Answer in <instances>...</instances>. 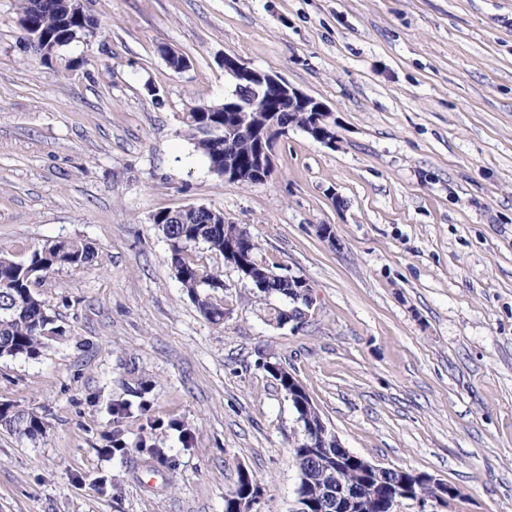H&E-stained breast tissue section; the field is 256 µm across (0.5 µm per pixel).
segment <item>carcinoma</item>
Segmentation results:
<instances>
[{
	"mask_svg": "<svg viewBox=\"0 0 512 512\" xmlns=\"http://www.w3.org/2000/svg\"><path fill=\"white\" fill-rule=\"evenodd\" d=\"M20 25L24 29L48 34L55 38L75 31L83 40L96 35L97 21L86 12L73 9L71 0H22ZM185 134L196 152L208 162L211 174L224 178V104H201L183 115ZM153 224L163 234L168 245L171 266L182 288L193 298L203 315L214 324L224 322V305L212 297V292L224 287L223 274L209 267L193 248L202 244L205 249L224 254V241L239 234L241 225L224 223V212L207 207L185 210L175 215L159 211L153 215ZM241 257L248 263L258 262L259 244L253 236L239 240ZM93 249L75 240H49L41 244L26 261H18L5 248L0 247V303L16 301L24 305L23 312L9 315L0 313V357L37 356L48 336L44 330L48 311L44 301L35 292L53 272L76 268L89 263ZM268 292L256 293L264 301L271 295L288 298V285L278 279L268 281ZM23 424V435L33 438L41 431L38 416L28 410H0V426L18 430ZM362 466L353 465L336 454L316 458L299 481L300 494L318 502L329 489V480L338 474L348 489L362 487Z\"/></svg>",
	"mask_w": 512,
	"mask_h": 512,
	"instance_id": "1",
	"label": "carcinoma"
}]
</instances>
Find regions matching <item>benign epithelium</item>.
Instances as JSON below:
<instances>
[{
    "label": "benign epithelium",
    "instance_id": "benign-epithelium-1",
    "mask_svg": "<svg viewBox=\"0 0 512 512\" xmlns=\"http://www.w3.org/2000/svg\"><path fill=\"white\" fill-rule=\"evenodd\" d=\"M224 74L231 82L230 90L224 94V111L234 113L233 124L224 127V154L229 155L235 150V139L239 135H245L255 142V152L249 164L242 165L230 159L224 161V180L255 185L267 181L273 171L276 141L288 133V128L278 121V114L287 110L307 113V122L302 126V131L308 137L329 146L336 144L332 110L324 102L295 88L282 76L256 69L235 56L224 55ZM242 89L249 90V98L246 100L239 95ZM272 275L288 281L291 285L288 295L291 306L281 311L279 321L273 322V325L283 327L291 323L295 328L302 326L313 306L310 285L301 276L276 271L269 273L259 268L249 273L250 284L264 292ZM288 386V398L292 400V406L300 412V420L305 422V447H316V438L325 436L328 441L325 442L324 451L334 447L344 456L353 455L328 428L314 402H306L301 398L304 386L299 379L288 378ZM363 465L368 474L378 478L377 485L371 486L370 490L381 487L388 512H400V505L405 500L414 501L423 508L428 504H439L454 494V490L448 488V482L432 475H420L400 467L383 466L367 459L363 460ZM426 483L436 488L435 498L427 500L413 494V485ZM333 495L337 502L345 500L341 504L345 512H358L362 508V493L346 496L343 494V486L338 483ZM259 497L258 482L249 480L243 498L237 501L236 512H254Z\"/></svg>",
    "mask_w": 512,
    "mask_h": 512
}]
</instances>
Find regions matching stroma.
I'll return each instance as SVG.
<instances>
[{
  "mask_svg": "<svg viewBox=\"0 0 512 512\" xmlns=\"http://www.w3.org/2000/svg\"><path fill=\"white\" fill-rule=\"evenodd\" d=\"M98 36L41 64L0 0V246H92L38 293L59 336L0 358V512H293L300 434L267 371L297 376L367 460L512 512V0H84ZM188 57L172 70L164 49ZM232 55L326 103L336 143L290 128L265 183L212 175L184 133ZM246 225L304 277L302 327L267 324L225 265L223 324L178 282L155 213ZM331 225L335 242L318 227ZM19 422L23 423L25 431L18 430ZM41 421L38 416L28 410L10 411L9 408L0 410V426L15 430L27 437L34 438L41 431ZM245 473V472H244ZM249 479V486L245 491V483L242 478L239 479L233 491H230L228 497L224 499V512H232V508L237 501L236 512H253L260 497V486L257 481L253 480L248 473H245ZM245 491V492H244ZM244 496L242 498V494Z\"/></svg>",
  "mask_w": 512,
  "mask_h": 512,
  "instance_id": "obj_1",
  "label": "stroma"
}]
</instances>
